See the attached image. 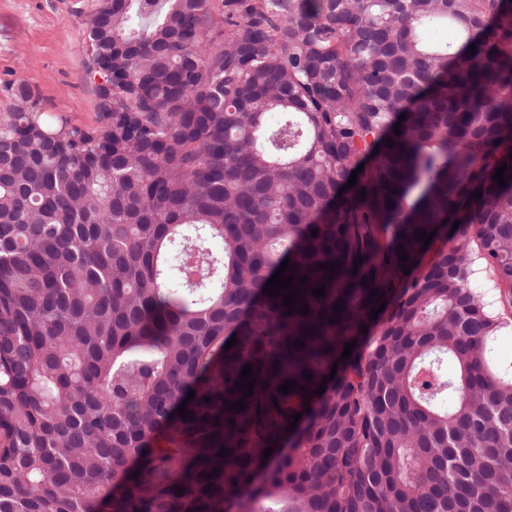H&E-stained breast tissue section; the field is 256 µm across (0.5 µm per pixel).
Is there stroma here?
I'll return each mask as SVG.
<instances>
[{
    "label": "stroma",
    "mask_w": 512,
    "mask_h": 512,
    "mask_svg": "<svg viewBox=\"0 0 512 512\" xmlns=\"http://www.w3.org/2000/svg\"><path fill=\"white\" fill-rule=\"evenodd\" d=\"M95 0H0V124L14 112L19 87L31 112L97 124L94 84L87 78L83 20Z\"/></svg>",
    "instance_id": "1"
}]
</instances>
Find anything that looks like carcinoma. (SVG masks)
Returning a JSON list of instances; mask_svg holds the SVG:
<instances>
[{
	"mask_svg": "<svg viewBox=\"0 0 512 512\" xmlns=\"http://www.w3.org/2000/svg\"><path fill=\"white\" fill-rule=\"evenodd\" d=\"M92 12L98 125H0V512H512V0Z\"/></svg>",
	"mask_w": 512,
	"mask_h": 512,
	"instance_id": "carcinoma-1",
	"label": "carcinoma"
}]
</instances>
